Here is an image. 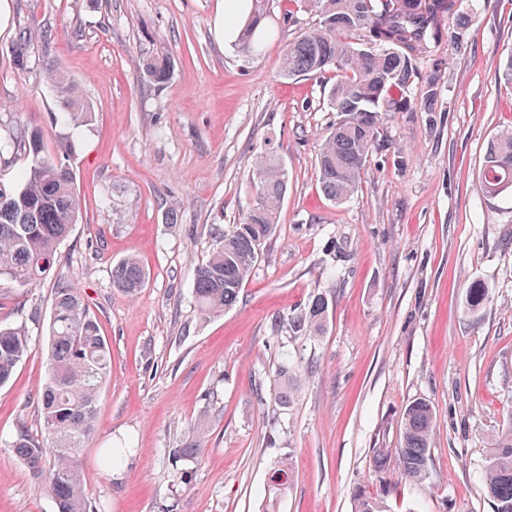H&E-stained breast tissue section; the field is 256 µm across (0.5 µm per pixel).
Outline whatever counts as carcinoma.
Here are the masks:
<instances>
[{"instance_id": "cac0c4a2", "label": "carcinoma", "mask_w": 512, "mask_h": 512, "mask_svg": "<svg viewBox=\"0 0 512 512\" xmlns=\"http://www.w3.org/2000/svg\"><path fill=\"white\" fill-rule=\"evenodd\" d=\"M252 19L238 40L241 51L253 53L259 45L256 25L266 15L265 0H254ZM319 21L289 42L281 75L290 79L336 71L328 101L339 120L322 140L317 153L321 190L337 204L358 190L369 154L388 146L383 114L427 113L436 124L435 101L441 74L421 77L420 61L448 39L447 20L458 15L457 0H311ZM147 80L165 85L171 77V59L157 53L143 60ZM56 97L68 112L63 123H83L90 111L73 98L72 83L56 69L47 70ZM421 80L418 99L410 97ZM8 147L31 156L13 188L0 187V291L21 292L49 273L57 250L78 222L80 200L69 164L71 146L58 137L56 150L46 152L37 132L16 129ZM254 173L257 202L242 221L218 234L208 259L195 269L193 297L203 318L220 315L238 302L241 288L275 233L279 210L288 189V173L272 154L259 153ZM481 180L487 196L512 194V131L492 140L485 155ZM145 272L129 255L112 269V287L134 295L143 287ZM329 302L318 293L298 313L275 321L293 333L319 337L326 333ZM29 347L22 324H0V386L6 384ZM111 366L110 349L77 288H55L52 321L46 349L45 383L41 390L36 439L19 428L11 448L29 469L39 488L54 501L56 512H96L86 493L79 457L91 434L96 404ZM436 416L429 403H410L402 419L398 469L408 478L426 474ZM205 435L182 448L168 450L173 478L183 479L199 462ZM291 466L285 459L272 472L263 512H276L290 487ZM482 488L497 512H512V428L495 438L485 465Z\"/></svg>"}]
</instances>
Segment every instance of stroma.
Masks as SVG:
<instances>
[{"label": "stroma", "instance_id": "35a3bbf8", "mask_svg": "<svg viewBox=\"0 0 512 512\" xmlns=\"http://www.w3.org/2000/svg\"><path fill=\"white\" fill-rule=\"evenodd\" d=\"M0 25V133L39 132L73 145L81 215L50 275L0 296V321L31 342L0 387V512H55L9 443L39 435L53 291L80 288L112 356L93 433L80 456L86 490L106 512H262L272 467L293 482L277 512H354V494L382 512H495L480 478L493 438L512 426V197L490 199L479 173L491 141L512 128V88L498 72L512 54V0H460L450 39L425 58L443 75L430 127L394 112L391 147L373 153L346 203L319 184L318 146L336 120L334 73L282 79L289 41L317 20L304 0H268L258 51L225 45L219 0H7ZM25 66L12 49L25 29ZM174 61L170 81L144 80L139 58ZM88 105V124L60 125L64 104L47 67ZM288 171L277 231L223 315L200 317L195 268L216 230L239 223L257 196L259 151ZM135 254L146 281L135 296L112 268ZM488 288L480 307L469 290ZM329 299L324 336L275 330L313 295ZM301 380L281 404L277 368ZM436 415L428 470H375L374 449L401 446L413 401ZM205 450L173 482L167 451L197 423ZM126 447L106 471L102 453Z\"/></svg>", "mask_w": 512, "mask_h": 512}]
</instances>
